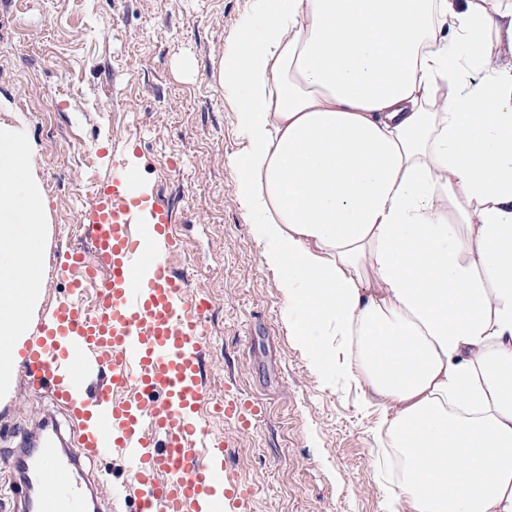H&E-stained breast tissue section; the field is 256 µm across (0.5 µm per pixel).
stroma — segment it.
I'll return each instance as SVG.
<instances>
[{
    "mask_svg": "<svg viewBox=\"0 0 512 512\" xmlns=\"http://www.w3.org/2000/svg\"><path fill=\"white\" fill-rule=\"evenodd\" d=\"M248 0H0V119L23 113L49 200L39 317L68 297L54 270L73 223L112 163L137 166L168 201L183 242L173 256L202 300L211 397L232 391L258 414L249 429L210 415L224 459L250 488L249 512H385L393 469L386 414L357 386L323 385L295 347L284 299L235 195L241 145L217 81ZM54 416L72 447L88 429L17 375L0 398V465Z\"/></svg>",
    "mask_w": 512,
    "mask_h": 512,
    "instance_id": "1",
    "label": "stroma"
}]
</instances>
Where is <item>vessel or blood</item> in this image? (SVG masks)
Masks as SVG:
<instances>
[{
	"instance_id": "obj_1",
	"label": "vessel or blood",
	"mask_w": 512,
	"mask_h": 512,
	"mask_svg": "<svg viewBox=\"0 0 512 512\" xmlns=\"http://www.w3.org/2000/svg\"><path fill=\"white\" fill-rule=\"evenodd\" d=\"M81 221L107 268L98 302L91 309L81 302L92 273L74 250L56 269L70 297L29 343L24 365L67 403L95 381L98 412L77 451L51 439L15 451V464L29 466L14 477L18 512H87L80 461L105 451L134 462L132 483L112 487L111 512H246L250 493L215 466L219 442L200 409L212 404L244 426L256 410L229 392L209 397L208 329L201 302L169 260L179 244L168 202L117 160Z\"/></svg>"
}]
</instances>
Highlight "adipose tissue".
I'll return each instance as SVG.
<instances>
[{
  "label": "adipose tissue",
  "mask_w": 512,
  "mask_h": 512,
  "mask_svg": "<svg viewBox=\"0 0 512 512\" xmlns=\"http://www.w3.org/2000/svg\"><path fill=\"white\" fill-rule=\"evenodd\" d=\"M218 82L295 343L393 412L387 512H512V0H249ZM33 155L0 124V394L45 280Z\"/></svg>",
  "instance_id": "obj_1"
}]
</instances>
